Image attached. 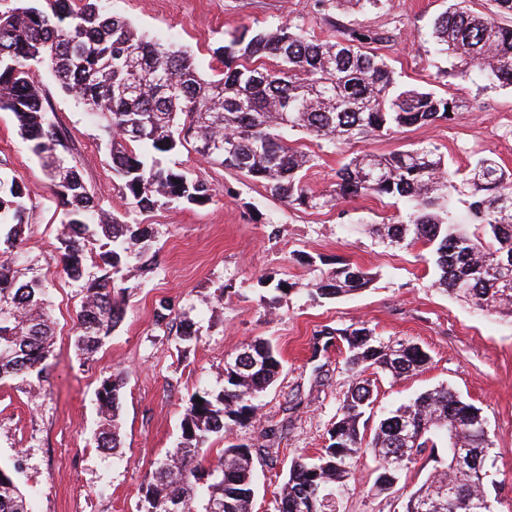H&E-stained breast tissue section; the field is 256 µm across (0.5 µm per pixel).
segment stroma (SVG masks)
<instances>
[{"label":"stroma","instance_id":"stroma-1","mask_svg":"<svg viewBox=\"0 0 512 512\" xmlns=\"http://www.w3.org/2000/svg\"><path fill=\"white\" fill-rule=\"evenodd\" d=\"M138 33L174 42L197 61L204 77L222 64L211 49L243 28L291 22L333 39L351 28L383 35L377 43L408 85L466 101L455 120L414 125L388 135L327 150L301 132L293 146L313 157L305 180L328 190L337 170L354 155L389 154L421 145L437 147L450 167L490 155L512 171V87H487L480 78L448 80L445 58L425 33L448 0H388L383 9L324 10L314 0H106ZM46 118L59 131L88 192L103 208L121 213L109 142L92 114L67 96L49 70L38 77ZM191 175L215 189L203 206L173 205L150 213L158 235L154 260L130 266L127 314L91 356L74 347L81 296L64 271L58 241L68 233L62 207L41 161L27 151L12 113L0 112V173L26 186L30 213L20 234L30 260L50 280L55 343L44 382L33 390L0 382V465L28 492L32 512H139L143 487L158 459L172 448L189 396L224 383V364L252 338L272 340L283 370L263 398L255 426L236 431L255 462V512H274L275 496L293 459L324 445L350 382L343 369L346 345L326 331L363 322L384 339L415 344L431 357L428 368L399 380L378 376L371 413L446 385L482 409L493 440L500 512H512V321L474 312L442 292L422 249L400 250L363 232L366 224L398 219L400 205L360 197L320 211L291 206L242 174L200 158L192 149L172 155ZM346 259L375 273L364 291L311 300L305 285L324 265ZM296 283L277 306L262 300L267 281ZM191 317L198 339L184 344L155 323L158 300ZM122 379L119 424L122 459L95 448L102 377ZM273 437H265V430ZM420 466L405 470L392 494L347 495L341 512H403L407 496L425 480Z\"/></svg>","mask_w":512,"mask_h":512}]
</instances>
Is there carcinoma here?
<instances>
[{
    "mask_svg": "<svg viewBox=\"0 0 512 512\" xmlns=\"http://www.w3.org/2000/svg\"><path fill=\"white\" fill-rule=\"evenodd\" d=\"M9 2L0 8V112L13 114L22 141L54 183L63 223L79 231L77 239H60L59 250L68 278L86 286L74 340L81 354L94 353L124 320L130 287L123 271L147 255L155 235L152 225L129 224L95 203L58 131L46 122L37 80L43 68L97 117L128 209L154 212L212 201L209 182L159 159L188 145L290 205L321 210L360 196L399 200L401 219L372 224L370 233L392 248L426 247L439 289L481 312L512 319V173L494 157L482 155L453 170L434 147L359 154L336 172L332 189L317 195L307 188L311 158L288 143V132L302 131L334 147L449 122L465 107L455 96L400 83L383 56L364 49L382 37L352 30L317 40L290 24L245 29L212 48L224 73L207 79L186 51L138 34L127 19L106 12L102 0ZM503 18L512 19V0H492L487 12L472 8L470 0H450L429 32L436 52L448 59L446 76L466 81L477 73L490 87L512 86V27ZM457 202L483 234L455 221ZM28 211L22 183L0 175V227L10 226L0 241V380L32 384L42 381L54 327L46 275L26 264L19 247L16 227L26 223ZM89 263L101 275L87 285ZM373 280L363 268L338 260L305 291L313 300L338 298ZM154 317L184 344L197 338L193 323L173 315L166 301H159ZM336 335L347 345L343 364L353 381L318 456L292 461L275 496L276 512H338L340 495L363 485L358 458L364 453L377 460L372 489L379 494L390 493L409 465L428 469L404 512H497L493 442L482 409L440 385L390 411L366 439L361 420L374 402L370 376L411 377L426 370L431 358L417 345L378 337L363 322ZM282 369L276 347L255 337L224 366L222 388L203 387L189 396L180 440L157 462L140 512H253L250 446L226 442L210 459L200 450L213 436L224 439L255 425L262 397ZM122 388L109 376L96 392L94 444L117 459ZM448 430L471 464H453ZM0 512H29L12 472L1 466Z\"/></svg>",
    "mask_w": 512,
    "mask_h": 512,
    "instance_id": "1",
    "label": "carcinoma"
}]
</instances>
